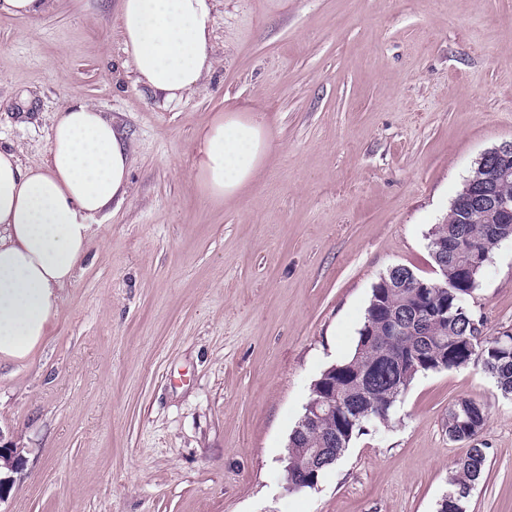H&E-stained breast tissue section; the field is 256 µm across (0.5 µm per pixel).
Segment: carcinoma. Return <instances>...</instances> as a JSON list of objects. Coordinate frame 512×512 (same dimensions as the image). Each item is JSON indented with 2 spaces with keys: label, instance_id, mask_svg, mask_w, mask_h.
<instances>
[{
  "label": "carcinoma",
  "instance_id": "1",
  "mask_svg": "<svg viewBox=\"0 0 512 512\" xmlns=\"http://www.w3.org/2000/svg\"><path fill=\"white\" fill-rule=\"evenodd\" d=\"M497 225L498 238L512 241V224L498 223V215L482 210L468 224L459 223V213L450 208L445 220L436 225L430 237L440 243H455L448 255V319L406 325L397 334H390L382 324L383 310L394 308L407 315L417 305L419 293L409 276L399 271L387 277L371 295L364 324L372 326V335L359 336L353 354L326 369L313 385L316 396L333 395L347 408L349 418L338 425L331 417L318 425L293 430L294 450L289 456L309 467L308 448L325 449V458L313 463L317 475L335 465L332 458H341L353 439L369 422L389 421L400 398L420 374L440 372L478 364L494 379L497 390L512 399V335L484 333L482 321L468 308V299L478 287L486 268L484 256L497 245L488 237L486 226ZM474 404L476 400L461 397L448 407V430L458 441H474L488 420V409L467 426L460 424L456 409L459 403ZM488 461L487 448L475 444L458 460L448 480V512L455 504L466 506L481 480Z\"/></svg>",
  "mask_w": 512,
  "mask_h": 512
}]
</instances>
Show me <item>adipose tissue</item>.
<instances>
[{
	"instance_id": "obj_1",
	"label": "adipose tissue",
	"mask_w": 512,
	"mask_h": 512,
	"mask_svg": "<svg viewBox=\"0 0 512 512\" xmlns=\"http://www.w3.org/2000/svg\"><path fill=\"white\" fill-rule=\"evenodd\" d=\"M215 0H118L123 52L137 81L167 100L198 91L212 66ZM271 151L257 113H218L202 132L194 176L221 201L256 176ZM131 149L113 121L75 100L54 113L45 157L0 145V360L28 357L50 333L93 221L127 192Z\"/></svg>"
}]
</instances>
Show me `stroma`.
<instances>
[{"instance_id": "obj_1", "label": "stroma", "mask_w": 512, "mask_h": 512, "mask_svg": "<svg viewBox=\"0 0 512 512\" xmlns=\"http://www.w3.org/2000/svg\"><path fill=\"white\" fill-rule=\"evenodd\" d=\"M211 43L200 89L168 101L126 63L116 0L0 16V144L40 160L80 99L134 157L50 336L0 363V512H437L462 396L489 406L467 512H512V400L473 364L418 376L315 488L281 464L373 285L397 265L436 278L431 229L512 140V0H216ZM236 109L273 150L217 204L189 171L200 129ZM469 306L487 334L512 328L511 242Z\"/></svg>"}]
</instances>
